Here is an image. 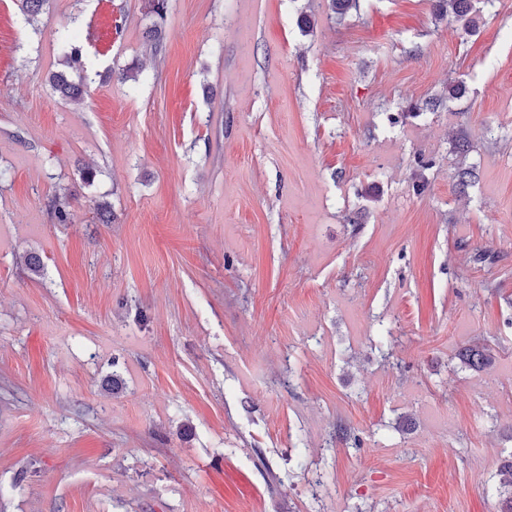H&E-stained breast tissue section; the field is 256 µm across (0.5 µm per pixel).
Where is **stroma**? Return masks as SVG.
Instances as JSON below:
<instances>
[{"mask_svg": "<svg viewBox=\"0 0 512 512\" xmlns=\"http://www.w3.org/2000/svg\"><path fill=\"white\" fill-rule=\"evenodd\" d=\"M473 4L169 0L156 56L145 0H0V512H496L512 0ZM61 32L136 80L63 100ZM457 359L462 369L481 370L491 364L493 359L492 348L484 341H478L460 350Z\"/></svg>", "mask_w": 512, "mask_h": 512, "instance_id": "35a3bbf8", "label": "stroma"}]
</instances>
